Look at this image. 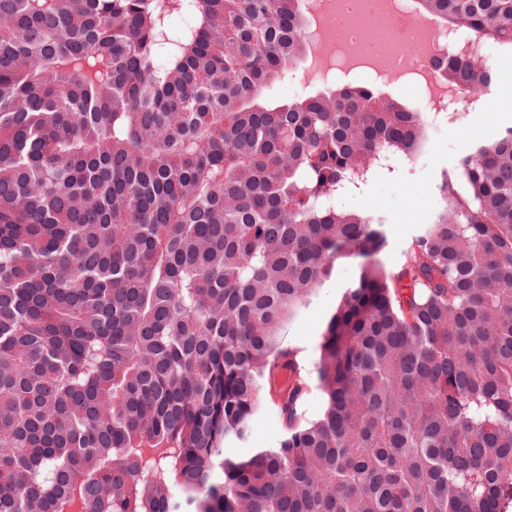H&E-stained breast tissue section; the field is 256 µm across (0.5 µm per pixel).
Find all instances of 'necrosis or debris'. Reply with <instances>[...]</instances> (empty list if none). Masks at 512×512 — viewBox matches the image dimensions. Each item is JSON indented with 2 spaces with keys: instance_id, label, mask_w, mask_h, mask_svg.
<instances>
[{
  "instance_id": "1",
  "label": "necrosis or debris",
  "mask_w": 512,
  "mask_h": 512,
  "mask_svg": "<svg viewBox=\"0 0 512 512\" xmlns=\"http://www.w3.org/2000/svg\"><path fill=\"white\" fill-rule=\"evenodd\" d=\"M378 21L375 15L351 7L336 9L322 27H307L305 39L324 43L330 62L362 67L379 76H404L417 86L426 82L429 73L439 71L470 39L465 31L448 34L435 18L406 12L382 20L393 36L373 47L364 33Z\"/></svg>"
}]
</instances>
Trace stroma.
Wrapping results in <instances>:
<instances>
[{"label":"stroma","mask_w":512,"mask_h":512,"mask_svg":"<svg viewBox=\"0 0 512 512\" xmlns=\"http://www.w3.org/2000/svg\"><path fill=\"white\" fill-rule=\"evenodd\" d=\"M490 64L498 75L495 91L481 97L470 112L435 123L433 132L426 136L425 152L415 164H401L392 172L379 170L362 191L340 196L337 200L338 206L344 209H376L381 212L386 223L388 245L380 259L392 275L402 274L411 241L422 224L439 208L438 185L443 174L470 153L476 141L493 140L502 128L512 126V55L493 56ZM343 78L358 84L370 80L368 74L357 72L347 75L339 68L305 80L293 74L270 88L267 96L276 101H288L320 91L328 80ZM358 271V259L337 258L332 277L318 288L299 319L288 328V342L299 350L307 368H314L324 325L334 311L343 288L354 283ZM280 436V423L273 410L267 408L254 418L248 438L231 444L228 452L246 458L254 449L273 446Z\"/></svg>","instance_id":"1"}]
</instances>
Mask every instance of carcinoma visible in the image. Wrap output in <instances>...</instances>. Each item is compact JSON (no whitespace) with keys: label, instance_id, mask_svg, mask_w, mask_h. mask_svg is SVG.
Wrapping results in <instances>:
<instances>
[{"label":"carcinoma","instance_id":"1","mask_svg":"<svg viewBox=\"0 0 512 512\" xmlns=\"http://www.w3.org/2000/svg\"><path fill=\"white\" fill-rule=\"evenodd\" d=\"M418 2L512 50V0ZM302 25L301 0H0V512H512V127L445 175L403 286L336 197L420 158L423 122L370 87L264 98ZM338 256L312 378L285 333ZM269 406L279 442L229 456Z\"/></svg>","mask_w":512,"mask_h":512}]
</instances>
